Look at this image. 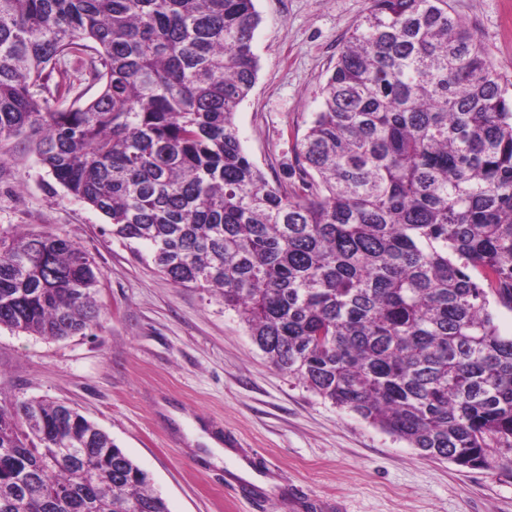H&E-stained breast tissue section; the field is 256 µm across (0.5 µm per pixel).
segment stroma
Masks as SVG:
<instances>
[{
	"mask_svg": "<svg viewBox=\"0 0 512 512\" xmlns=\"http://www.w3.org/2000/svg\"><path fill=\"white\" fill-rule=\"evenodd\" d=\"M512 85V0H448ZM256 83L235 114L250 160L291 186L294 142L369 0H255ZM48 231L96 261L97 327L47 339L0 326V396L63 401L105 430L170 512H512V467L467 469L417 450L274 368L209 288L174 284L113 235L28 143L0 142V235ZM234 435L272 483L265 508L207 444Z\"/></svg>",
	"mask_w": 512,
	"mask_h": 512,
	"instance_id": "35a3bbf8",
	"label": "stroma"
}]
</instances>
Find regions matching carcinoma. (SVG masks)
Listing matches in <instances>:
<instances>
[{
    "label": "carcinoma",
    "instance_id": "carcinoma-1",
    "mask_svg": "<svg viewBox=\"0 0 512 512\" xmlns=\"http://www.w3.org/2000/svg\"><path fill=\"white\" fill-rule=\"evenodd\" d=\"M254 0H0V141L33 144L173 283L215 288L306 388L470 469L512 453V98L448 0H370L273 185L234 116ZM83 61L99 95L74 89ZM100 271L45 231L0 238V326L94 325ZM0 512H169L74 408L0 402ZM62 66L68 69L75 77L74 90L69 96L66 106H69L75 102L76 99L80 98L75 103V106L85 104L94 99L100 92V85L93 83L91 79L84 75L82 64L74 58H65L61 61Z\"/></svg>",
    "mask_w": 512,
    "mask_h": 512
}]
</instances>
